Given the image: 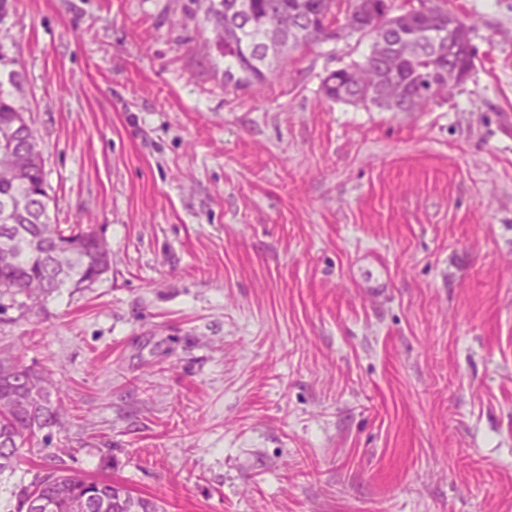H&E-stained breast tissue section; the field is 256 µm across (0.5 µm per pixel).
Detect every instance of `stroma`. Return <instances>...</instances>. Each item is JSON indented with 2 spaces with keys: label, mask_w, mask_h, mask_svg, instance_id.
<instances>
[{
  "label": "stroma",
  "mask_w": 512,
  "mask_h": 512,
  "mask_svg": "<svg viewBox=\"0 0 512 512\" xmlns=\"http://www.w3.org/2000/svg\"><path fill=\"white\" fill-rule=\"evenodd\" d=\"M188 0H8L0 73L91 287L0 297V357L51 373L54 463L165 512H512V0L423 112L323 99L367 44L224 86Z\"/></svg>",
  "instance_id": "1"
}]
</instances>
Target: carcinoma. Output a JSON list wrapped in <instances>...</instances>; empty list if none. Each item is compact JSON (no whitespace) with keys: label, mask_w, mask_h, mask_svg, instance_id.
Here are the masks:
<instances>
[{"label":"carcinoma","mask_w":512,"mask_h":512,"mask_svg":"<svg viewBox=\"0 0 512 512\" xmlns=\"http://www.w3.org/2000/svg\"><path fill=\"white\" fill-rule=\"evenodd\" d=\"M235 0H189L202 9V23L212 35L216 55L224 60V87L246 91L271 81L288 52L333 39L340 24L341 0H251L250 19L229 31L224 13ZM358 10L360 35L372 43L360 61L353 60L330 71L322 80L327 101L361 107L367 111L420 112L439 100L430 70L436 50L453 57L454 65L475 69L472 32L450 27L445 0H408L409 12L423 18V25L401 33L379 25L384 0H347ZM301 25L302 38L287 49L266 52L262 43L265 25L275 20L285 28ZM395 81L404 99L394 105L383 100L384 86ZM24 107L3 90L0 80V135L14 130L13 144L0 157V296L22 293L48 298L65 288H88L109 271L111 247L92 227L70 224L64 228L50 214L54 199L46 188L43 159L34 130L24 124ZM53 383L34 368L10 358L0 359V474L13 469L12 461L25 441L41 438L51 446L49 429L59 424L61 412L51 399ZM45 497L61 506L87 499L90 512H160L150 498L133 494L125 485L94 478L64 467L37 473L17 486V512H31L35 498Z\"/></svg>","instance_id":"cac0c4a2"}]
</instances>
